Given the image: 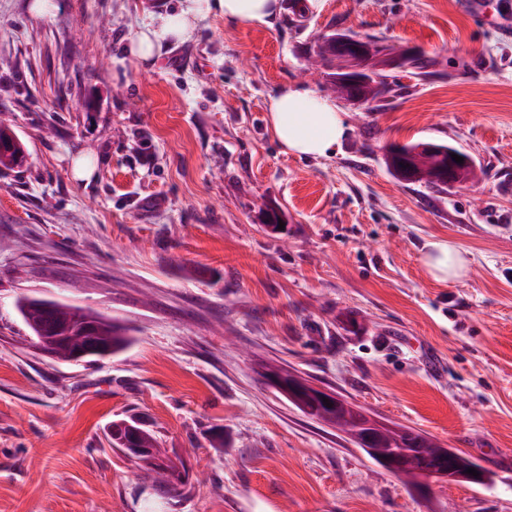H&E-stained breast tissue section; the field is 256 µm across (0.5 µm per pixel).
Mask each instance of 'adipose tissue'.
I'll return each mask as SVG.
<instances>
[{
  "label": "adipose tissue",
  "mask_w": 512,
  "mask_h": 512,
  "mask_svg": "<svg viewBox=\"0 0 512 512\" xmlns=\"http://www.w3.org/2000/svg\"><path fill=\"white\" fill-rule=\"evenodd\" d=\"M221 9L228 22L265 23L279 14V0H181L172 13L150 15L130 38L126 50L139 62L149 64L169 45L186 41L198 22L213 9ZM268 126L284 152L323 157L332 153L348 128L336 106L311 87L289 84L268 101ZM421 264L434 280L447 282L463 278L468 261L450 243H428Z\"/></svg>",
  "instance_id": "obj_1"
}]
</instances>
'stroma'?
Instances as JSON below:
<instances>
[{"label":"stroma","instance_id":"stroma-1","mask_svg":"<svg viewBox=\"0 0 512 512\" xmlns=\"http://www.w3.org/2000/svg\"><path fill=\"white\" fill-rule=\"evenodd\" d=\"M0 0V111L27 151L0 169V512H512V36L506 0H281L271 22L214 13L152 67L124 58L179 0ZM431 59L388 70L382 106L332 92L333 32ZM307 82L349 127L285 153L270 95ZM390 142L485 169L435 192L393 177ZM87 158L90 181L74 179ZM276 211L282 227L267 225ZM468 252L440 283L425 243ZM27 295L120 321L110 358L43 355ZM275 366L458 449L491 476L413 495L265 380ZM135 417L190 472L168 491L110 447Z\"/></svg>","mask_w":512,"mask_h":512}]
</instances>
